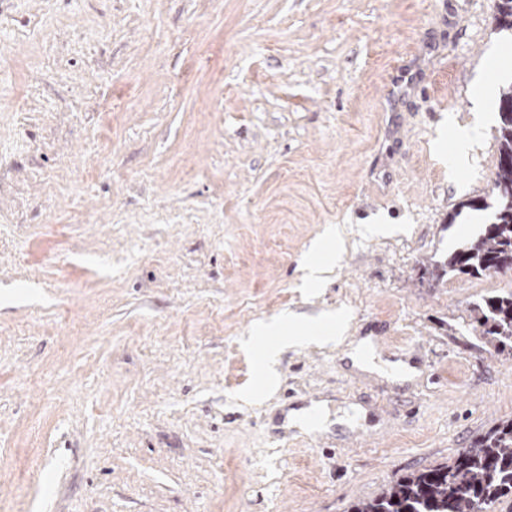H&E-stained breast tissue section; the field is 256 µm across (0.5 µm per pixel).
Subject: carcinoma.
<instances>
[{
  "mask_svg": "<svg viewBox=\"0 0 512 512\" xmlns=\"http://www.w3.org/2000/svg\"><path fill=\"white\" fill-rule=\"evenodd\" d=\"M496 21L512 30V0H497ZM498 163L493 184L495 221L473 241L432 267L436 278L447 272L483 275L512 271V87L499 101ZM472 330L484 346L512 348V293L489 297L474 307ZM512 499V419L477 436L448 461L411 471L377 495L350 506L352 512H485Z\"/></svg>",
  "mask_w": 512,
  "mask_h": 512,
  "instance_id": "obj_1",
  "label": "carcinoma"
}]
</instances>
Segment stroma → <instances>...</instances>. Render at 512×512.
Here are the masks:
<instances>
[{
    "instance_id": "35a3bbf8",
    "label": "stroma",
    "mask_w": 512,
    "mask_h": 512,
    "mask_svg": "<svg viewBox=\"0 0 512 512\" xmlns=\"http://www.w3.org/2000/svg\"><path fill=\"white\" fill-rule=\"evenodd\" d=\"M495 0H0V512H347L512 418L470 326L512 271L427 265L493 220L465 166ZM393 225L365 238L359 225ZM344 250L306 287L329 225ZM339 314L257 401V322ZM319 399L326 430L287 428ZM482 126L456 127L448 124L449 148L454 153L456 160L465 162L475 151L483 137ZM370 344L366 343V340H350L348 343L349 354L348 356L351 358L352 363L355 367L360 368L364 371H369L372 373H377L379 375L392 378L397 381H407L410 379L412 373L415 372L414 368H409L406 364L402 362H392L389 360H382L380 355H378V360L381 363V366H376L374 364H369L361 359L358 355V351L361 348L367 347Z\"/></svg>"
}]
</instances>
